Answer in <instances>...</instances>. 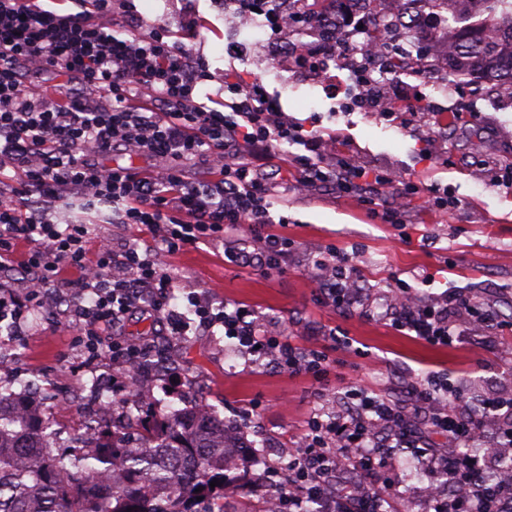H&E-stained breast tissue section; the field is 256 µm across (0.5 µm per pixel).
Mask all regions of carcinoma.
I'll list each match as a JSON object with an SVG mask.
<instances>
[{"mask_svg": "<svg viewBox=\"0 0 512 512\" xmlns=\"http://www.w3.org/2000/svg\"><path fill=\"white\" fill-rule=\"evenodd\" d=\"M448 6V72L473 82L512 81V0H417ZM36 399L0 385V512H224V472L236 437L224 418L184 409L167 416L148 448L112 428L92 449L53 453ZM215 482L217 486L210 487Z\"/></svg>", "mask_w": 512, "mask_h": 512, "instance_id": "1", "label": "carcinoma"}]
</instances>
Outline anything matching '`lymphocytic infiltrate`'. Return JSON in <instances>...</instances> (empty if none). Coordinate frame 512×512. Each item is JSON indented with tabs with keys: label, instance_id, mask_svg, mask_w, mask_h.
Masks as SVG:
<instances>
[{
	"label": "lymphocytic infiltrate",
	"instance_id": "1",
	"mask_svg": "<svg viewBox=\"0 0 512 512\" xmlns=\"http://www.w3.org/2000/svg\"><path fill=\"white\" fill-rule=\"evenodd\" d=\"M211 78L202 54L164 24L140 33L130 0H0V258L26 246L21 265L29 272L21 284L0 274V323H20L32 304L59 295L89 354L136 361L141 346L103 336L133 314L162 325L179 318L167 256L232 231L244 233L251 248L225 247V262L262 272L287 263L290 240L267 231L281 201L270 167L288 174L290 191L331 184L355 196L369 218L403 223L418 185L399 171L360 164L342 149L340 134L306 127L234 76H225L218 105L199 101L200 84ZM117 151L155 166L107 165ZM196 158L209 164L208 180L187 177L185 166ZM67 199L111 204L108 223L146 226L160 249L117 246L89 223L61 221ZM308 272L324 304H368L350 255L325 249ZM390 295L393 329L431 345H452L465 325L496 321L491 309L456 294L429 302L400 282ZM187 300L199 323L223 325L253 363L272 356L291 374L322 364L318 351L273 337L246 306L216 312L198 293ZM440 390L412 387L417 411L447 439L445 452L423 445L410 414L363 389L351 391L345 411L312 417L304 452L287 473L269 467L261 477L274 490L276 512H313L325 462L367 477L384 448L429 458L448 483V493L427 498L426 512H506L500 501L512 497V481H494L491 464L465 446L491 418L499 446L512 450V398L488 395L469 404L459 394L447 402ZM398 493L397 484L365 479L337 490L333 512H383V499Z\"/></svg>",
	"mask_w": 512,
	"mask_h": 512
}]
</instances>
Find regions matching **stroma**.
I'll list each match as a JSON object with an SVG mask.
<instances>
[{
  "instance_id": "35a3bbf8",
  "label": "stroma",
  "mask_w": 512,
  "mask_h": 512,
  "mask_svg": "<svg viewBox=\"0 0 512 512\" xmlns=\"http://www.w3.org/2000/svg\"><path fill=\"white\" fill-rule=\"evenodd\" d=\"M140 22L162 23L172 31L196 27L197 42L216 82L232 72L249 80L254 66L224 54V13L212 0H134ZM489 83L456 81L457 95L448 103L461 113V122L448 129L433 128L429 145L417 135L391 126L371 111H350L327 96L312 98L306 86L269 77L267 94L279 99L285 112L319 128L344 130L346 150L375 170L411 173L416 181L447 189L458 206L447 216L431 215L424 195H416L403 224H380L366 218L352 197L323 186L303 193H288V202L275 214L287 225H272L294 248L287 266L262 273L225 264L222 243H200L173 255L170 269L181 289L174 300L187 309L186 289L219 300L247 306L292 343L318 350L328 373L319 380L292 375L276 364L248 366L243 357L230 358L231 339L223 327L196 334L176 346L189 380L199 381L206 403L221 416L240 420L250 416L235 474L237 493L224 497V512H260L266 490L254 487V478L277 458L268 453L249 456L257 437L280 447L297 444L310 413H331L342 408L352 386H364L403 407L414 399L411 383L436 379L476 400L491 392H512V193L477 181L475 165L495 167L512 160V101L489 94ZM353 256L365 284L374 294L371 307L347 312L321 304L318 288L305 269L327 247ZM400 279L425 297L461 294L494 306L499 320L479 331H465L447 349L434 348L393 330L386 318L388 286ZM346 337L338 346L329 333ZM111 375L113 392H121L120 371L111 354L90 360L61 307L44 303L27 314L23 360L0 384L24 389L38 376L75 383L88 368ZM189 380H157L149 414L165 415L182 409ZM386 463L372 482L398 480L402 494L395 512H423L420 486L413 478L414 455L386 453Z\"/></svg>"
}]
</instances>
